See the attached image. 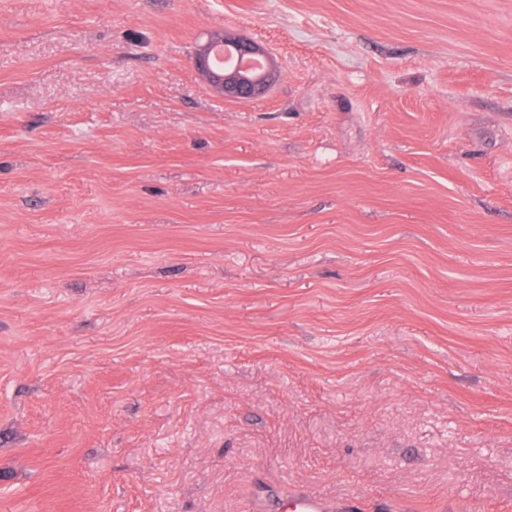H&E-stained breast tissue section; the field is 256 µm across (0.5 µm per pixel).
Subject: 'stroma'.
Instances as JSON below:
<instances>
[{"label":"stroma","mask_w":512,"mask_h":512,"mask_svg":"<svg viewBox=\"0 0 512 512\" xmlns=\"http://www.w3.org/2000/svg\"><path fill=\"white\" fill-rule=\"evenodd\" d=\"M299 487L512 512V0H0V512ZM219 51H223L225 56L236 57V64L225 69L218 65L215 57ZM240 58L243 59L242 63H238ZM251 62L257 64L252 65ZM194 64L217 92L231 98L259 97L267 92L275 78L267 56L253 42L223 34L211 37L196 49Z\"/></svg>","instance_id":"stroma-1"}]
</instances>
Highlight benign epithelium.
Masks as SVG:
<instances>
[{
    "label": "benign epithelium",
    "instance_id": "1",
    "mask_svg": "<svg viewBox=\"0 0 512 512\" xmlns=\"http://www.w3.org/2000/svg\"><path fill=\"white\" fill-rule=\"evenodd\" d=\"M220 51L228 57L241 58L243 62L224 68L215 62ZM263 58L265 54L253 42L218 34L196 49L194 64L217 92L226 97L248 99L265 94L275 78Z\"/></svg>",
    "mask_w": 512,
    "mask_h": 512
}]
</instances>
